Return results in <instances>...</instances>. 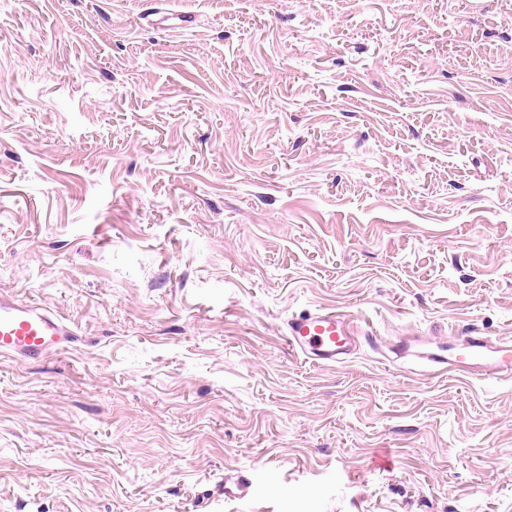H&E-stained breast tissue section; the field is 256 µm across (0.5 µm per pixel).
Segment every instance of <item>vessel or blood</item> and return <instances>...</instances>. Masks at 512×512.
<instances>
[{
    "label": "vessel or blood",
    "instance_id": "obj_1",
    "mask_svg": "<svg viewBox=\"0 0 512 512\" xmlns=\"http://www.w3.org/2000/svg\"><path fill=\"white\" fill-rule=\"evenodd\" d=\"M282 336L289 350L319 365L346 363L360 344L378 345L372 328L333 308L304 310L288 317ZM79 333L65 318L32 302L0 293V356L36 360L67 351ZM389 350L402 364L422 374H452L492 384L512 379V340L493 339L473 328L449 339L402 336Z\"/></svg>",
    "mask_w": 512,
    "mask_h": 512
}]
</instances>
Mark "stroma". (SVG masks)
I'll return each instance as SVG.
<instances>
[{"label": "stroma", "instance_id": "1", "mask_svg": "<svg viewBox=\"0 0 512 512\" xmlns=\"http://www.w3.org/2000/svg\"><path fill=\"white\" fill-rule=\"evenodd\" d=\"M1 291L0 512H512V380L281 336L512 338V0H0ZM79 333L65 318L32 302L0 293V356L36 360L67 351ZM282 336L292 353L319 365L346 363L362 342L380 345L377 334L365 321L358 322L344 312L325 307L289 316Z\"/></svg>", "mask_w": 512, "mask_h": 512}]
</instances>
